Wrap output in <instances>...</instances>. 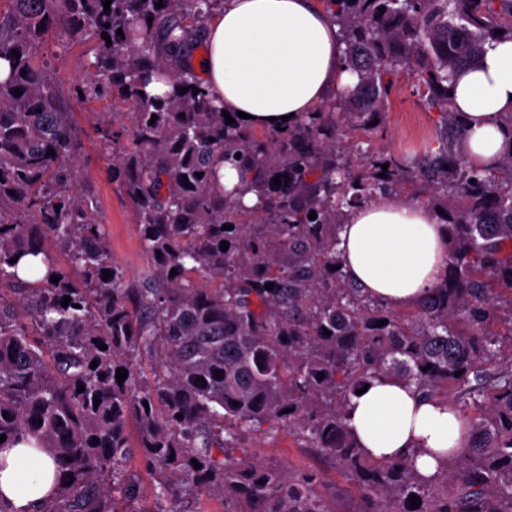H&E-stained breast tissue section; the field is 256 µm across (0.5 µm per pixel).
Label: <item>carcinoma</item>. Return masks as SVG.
Instances as JSON below:
<instances>
[{"label": "carcinoma", "mask_w": 512, "mask_h": 512, "mask_svg": "<svg viewBox=\"0 0 512 512\" xmlns=\"http://www.w3.org/2000/svg\"><path fill=\"white\" fill-rule=\"evenodd\" d=\"M104 2L0 0V283L13 293L0 294V448L33 438L58 461L65 484L40 512H143L127 468L131 419L152 512H196L203 491L224 497V512H329L314 475L232 455L239 433L280 428L336 460L361 495L358 512H512V153L496 169L471 168L455 150L463 126L452 96L458 70L512 39V0H322L354 79L286 132L226 123L186 65L221 0ZM60 19L110 36L93 85L132 109L128 142L103 138L147 259L134 285L71 184L75 132L36 55ZM402 74L439 113L437 148L351 166L347 143L377 129ZM154 79L169 90L149 93ZM237 154L259 195L252 208L216 189L218 161ZM277 175L288 183L274 185ZM421 179L446 215L448 273L416 306L390 310L333 269L336 230L381 194L414 199ZM49 243L72 271L56 266ZM40 255L46 274L23 279L20 264L33 270ZM380 378L466 417L465 448L433 477L359 448L346 406Z\"/></svg>", "instance_id": "cac0c4a2"}]
</instances>
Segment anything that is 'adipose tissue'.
<instances>
[{
  "mask_svg": "<svg viewBox=\"0 0 512 512\" xmlns=\"http://www.w3.org/2000/svg\"><path fill=\"white\" fill-rule=\"evenodd\" d=\"M338 28L322 0H224L189 58L229 114L244 127L285 131L351 82ZM455 108L464 128L458 152L479 170L512 153V39L488 46L456 78ZM336 251L347 277L384 306L403 310L437 288L448 268L447 228L436 208L398 195L349 212ZM360 446L379 460H408L432 477L465 447L467 422L448 401L429 399L395 379L372 381L346 406ZM59 468L46 451L22 442L0 450V497L10 512H38L56 490Z\"/></svg>",
  "mask_w": 512,
  "mask_h": 512,
  "instance_id": "ef3b65f1",
  "label": "adipose tissue"
}]
</instances>
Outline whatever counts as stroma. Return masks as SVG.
Segmentation results:
<instances>
[{
    "mask_svg": "<svg viewBox=\"0 0 512 512\" xmlns=\"http://www.w3.org/2000/svg\"><path fill=\"white\" fill-rule=\"evenodd\" d=\"M98 47L94 31L74 34L60 24L52 38L39 45L37 54L57 83L80 142L72 162L73 184L102 224L113 263L135 279L146 266V256L135 214L112 177V144L102 136L103 129L118 131L128 125L130 109L111 97L86 93L90 81L87 67ZM437 118V113L420 106L411 82L399 79L382 127L363 136L360 151L351 152L350 158L360 163L365 150L397 157L422 153L433 144ZM241 446L268 467L299 475L316 474V491L330 512H358L360 495L335 461L304 447L296 435L283 429L272 435L247 434Z\"/></svg>",
    "mask_w": 512,
    "mask_h": 512,
    "instance_id": "stroma-1",
    "label": "stroma"
}]
</instances>
